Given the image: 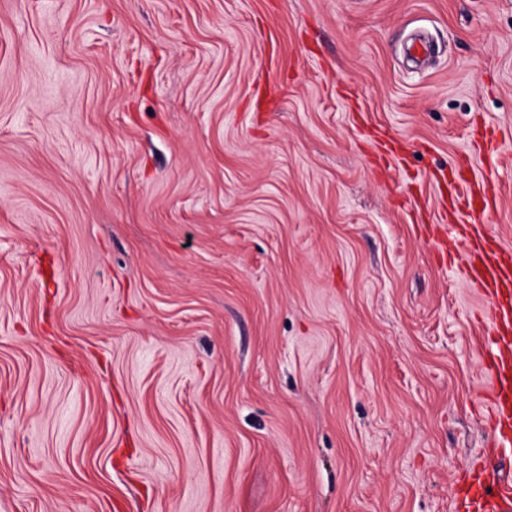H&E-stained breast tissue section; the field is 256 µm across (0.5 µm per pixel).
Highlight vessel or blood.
I'll return each instance as SVG.
<instances>
[{"mask_svg": "<svg viewBox=\"0 0 512 512\" xmlns=\"http://www.w3.org/2000/svg\"><path fill=\"white\" fill-rule=\"evenodd\" d=\"M457 178L442 190L454 215L486 217L495 208V198L486 179L469 175L467 161L452 163ZM456 257L468 279L479 288L484 300L483 319L492 338L485 363L495 384L491 398L493 446L512 451V247L490 236L484 226L465 234ZM464 512H501L512 503V485L500 474L476 468L463 478L459 490Z\"/></svg>", "mask_w": 512, "mask_h": 512, "instance_id": "1", "label": "vessel or blood"}]
</instances>
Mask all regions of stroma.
<instances>
[{
    "label": "stroma",
    "instance_id": "35a3bbf8",
    "mask_svg": "<svg viewBox=\"0 0 512 512\" xmlns=\"http://www.w3.org/2000/svg\"><path fill=\"white\" fill-rule=\"evenodd\" d=\"M477 117L512 246V0H0V512H461V472L512 480L482 300L396 201L419 177L440 218Z\"/></svg>",
    "mask_w": 512,
    "mask_h": 512
}]
</instances>
